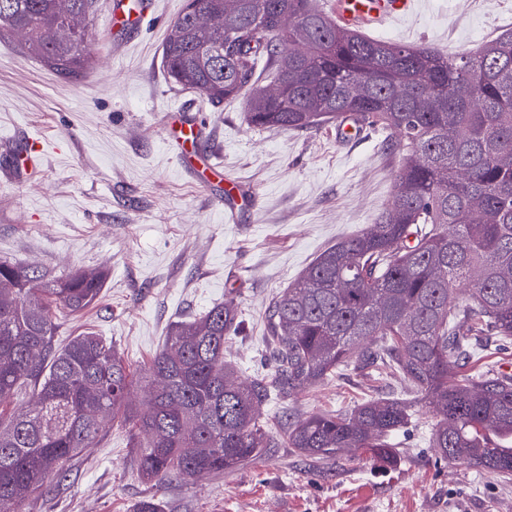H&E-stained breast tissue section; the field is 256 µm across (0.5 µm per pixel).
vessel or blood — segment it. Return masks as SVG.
Masks as SVG:
<instances>
[{
    "label": "vessel or blood",
    "instance_id": "1",
    "mask_svg": "<svg viewBox=\"0 0 512 512\" xmlns=\"http://www.w3.org/2000/svg\"><path fill=\"white\" fill-rule=\"evenodd\" d=\"M412 9L413 0H336L333 12L344 26L366 28L382 26ZM203 128L204 122L197 114L183 109L170 126L169 138L191 177L207 187L213 180L223 179L224 169L203 143Z\"/></svg>",
    "mask_w": 512,
    "mask_h": 512
}]
</instances>
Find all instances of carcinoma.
<instances>
[{"mask_svg": "<svg viewBox=\"0 0 512 512\" xmlns=\"http://www.w3.org/2000/svg\"><path fill=\"white\" fill-rule=\"evenodd\" d=\"M94 0H0V38L63 75L84 67ZM162 57L183 89L217 106L250 86L256 128L318 129L346 114L405 142L391 201L376 224L338 242L273 303V372L242 383L224 362L240 326L226 300L173 324L150 361L145 405L112 343L59 346L61 316L96 303L105 273L57 275L0 261V512L101 441L103 420L132 424L146 481L233 473L272 435L260 409L354 365L395 371L437 418L438 459L512 481V375L486 361L482 336L512 339V28L472 53L370 39L314 0H187ZM473 85L470 100L455 89ZM484 361L475 374L473 360ZM25 396L22 407L14 399ZM412 403L368 400L349 413L296 417L286 447L318 460L360 452L397 464L390 442Z\"/></svg>", "mask_w": 512, "mask_h": 512, "instance_id": "obj_1", "label": "carcinoma"}]
</instances>
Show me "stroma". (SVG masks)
<instances>
[{
  "label": "stroma",
  "mask_w": 512,
  "mask_h": 512,
  "mask_svg": "<svg viewBox=\"0 0 512 512\" xmlns=\"http://www.w3.org/2000/svg\"><path fill=\"white\" fill-rule=\"evenodd\" d=\"M87 69L64 77L0 40V259L58 273L105 270L101 299L63 319L58 342L90 332L112 341L136 373L164 347L168 327L233 297L241 331L224 360L241 377L266 373L264 326L275 298L337 241L370 230L387 206L404 158L380 131L340 140L317 130L257 129L238 98L215 108L173 84L162 43L186 0H154L141 22L112 0H95ZM512 26V0H417L379 39L426 44L448 55L475 51ZM193 106L208 128L225 179L254 191L228 199L190 178L166 138L164 114ZM38 144L31 177L12 156ZM413 400L396 374L385 381L349 370L270 399L262 418L280 430L289 416L351 410L369 399ZM436 419L415 405L393 436L394 468L361 454L317 462L271 448L239 471L200 481H144L129 456L131 427L108 423L101 442L25 501L23 512H133L146 497L162 512H512V484L439 462Z\"/></svg>",
  "instance_id": "1"
}]
</instances>
